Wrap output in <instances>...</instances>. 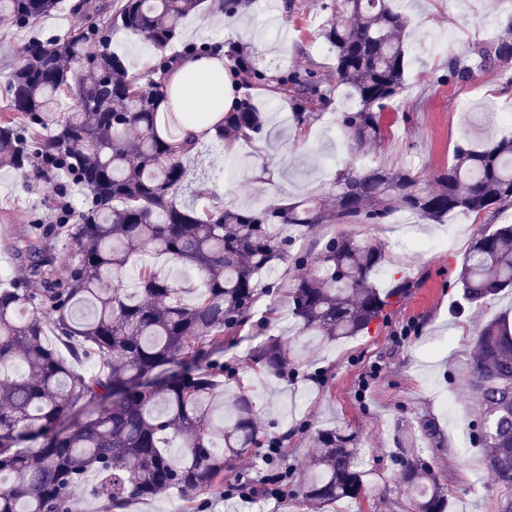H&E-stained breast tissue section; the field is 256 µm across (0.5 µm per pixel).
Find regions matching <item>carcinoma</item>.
<instances>
[{
	"label": "carcinoma",
	"mask_w": 512,
	"mask_h": 512,
	"mask_svg": "<svg viewBox=\"0 0 512 512\" xmlns=\"http://www.w3.org/2000/svg\"><path fill=\"white\" fill-rule=\"evenodd\" d=\"M204 0H79L73 9L88 23L62 38L30 40L22 63L7 80L8 114L0 117V165L37 182L44 166L75 175L87 206L62 216L56 232L74 246L69 275L51 274L53 257L30 243L24 267L0 288V512H71L70 495L86 474L110 508L173 489L192 499L214 487L224 463L264 446L246 394L231 399L218 390L224 341L244 330L258 300L262 277L282 264L311 266L288 293L296 335L328 340L356 336L384 316L392 300L413 283L394 281L385 293L381 247L354 235L324 242L309 255L294 249L295 229L317 224H382L397 212L439 222L450 213L481 214L512 205V137L482 149L459 146L451 165L421 186L408 169L359 168L348 161L328 195L260 210L196 207L184 164L233 135H259L265 124L247 97L228 112H183L161 91L164 58L147 82L132 75L111 51L112 27L143 37L164 52L181 19ZM62 0H0V16L25 27L50 15ZM338 14L322 36L335 50L336 86L352 90L355 105L338 117L355 144L382 139V116L403 89L407 19L390 0H338ZM241 83L266 79L238 44L225 46ZM512 62L508 35L473 48L448 65L456 81ZM277 89L298 109L301 123L328 101L313 69L276 78ZM75 106L57 117L60 100ZM197 124L213 135L197 142L178 132ZM52 127L46 136L26 129ZM159 252L200 281L186 301L179 287L148 266L137 288H122L130 258ZM41 278V288L27 286ZM456 285L468 303L483 305L512 289V224H487L466 254ZM52 328L67 354L46 336ZM466 384L481 413L475 430L494 484L504 491L500 512H512V329L503 320L481 327ZM95 359L97 372L73 367ZM266 373L283 375L300 352L270 339L252 352ZM181 448L171 456L172 443ZM304 480L302 502L325 507L357 497L363 486L358 438L342 428L320 430ZM398 481L411 495V512H445L446 498L424 460L395 455Z\"/></svg>",
	"instance_id": "1"
}]
</instances>
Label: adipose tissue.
<instances>
[{
	"label": "adipose tissue",
	"mask_w": 512,
	"mask_h": 512,
	"mask_svg": "<svg viewBox=\"0 0 512 512\" xmlns=\"http://www.w3.org/2000/svg\"><path fill=\"white\" fill-rule=\"evenodd\" d=\"M229 60L223 51H192L170 64L166 75L168 94L178 106L201 112H224L234 101Z\"/></svg>",
	"instance_id": "ef3b65f1"
}]
</instances>
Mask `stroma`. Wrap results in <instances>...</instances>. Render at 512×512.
<instances>
[{"mask_svg": "<svg viewBox=\"0 0 512 512\" xmlns=\"http://www.w3.org/2000/svg\"><path fill=\"white\" fill-rule=\"evenodd\" d=\"M280 12L278 0H250L234 17L204 10L183 19L171 52L183 53L191 44L245 46L267 77L284 71L316 69L332 88L329 103L314 120L298 125L293 109L270 84H254L246 92L265 116L260 138L231 140L204 157L202 169L212 190L197 200L198 207L285 205L298 197L324 193L346 160L358 166L383 165L392 170L410 168L423 187H433V175L450 165L458 146H481L512 135L504 120L512 113V66L491 69L470 82L448 77L451 60L503 33L512 22V0H398L408 20L410 44L405 86L383 116L380 143L352 147L336 124L339 112L353 101L334 78L335 53L322 36L324 25L336 13V0H289ZM79 15L59 9L36 25L20 28L0 23V111L7 105L5 81L30 38L63 36L79 26ZM112 49L125 57L130 72L148 75L152 49L142 37L116 29ZM269 171L259 183L249 175L256 156ZM67 186L73 209L83 204L80 185L68 173L50 177L44 191L28 189L25 174L0 168V287L9 286L17 273L15 248L20 239L36 236L56 256V275L69 272L72 250L54 232L59 184ZM512 206L467 215L453 213L442 223H431L399 213L382 224H320L311 237L326 241L349 233L381 246L383 273L375 278L387 290L393 278L415 286L387 309L384 319L369 332L339 341L319 340L306 348L303 366L291 376L276 377L253 367L250 354L270 336L292 339L295 323L288 312V292L301 268L279 269L273 293L260 294L250 325L228 340L224 362L234 374L224 380V391L246 392L255 405V422L262 439L282 444L279 470L288 473V492L251 506L222 499L221 491L251 479L246 461L260 462L262 449H250L224 466L217 486L187 501L175 490L150 500L128 501L123 512H410L411 502L396 477L392 455L399 436H407L416 453L432 463L448 499L447 512H496L500 493L483 463L477 445H465L480 409L465 379L474 355L478 328L503 314L512 315V291L505 290L483 306L466 302L453 282L478 229L485 224H511ZM439 239L442 247L421 252L418 242ZM278 309L279 320L265 325L268 309ZM378 377L367 390L359 380L371 368ZM453 397L448 410L443 396ZM430 421L433 437L422 435ZM344 428L360 439L364 487L357 498L344 499L324 510L302 505L299 483L314 454L310 434L322 428Z\"/></svg>", "mask_w": 512, "mask_h": 512, "instance_id": "35a3bbf8", "label": "stroma"}]
</instances>
